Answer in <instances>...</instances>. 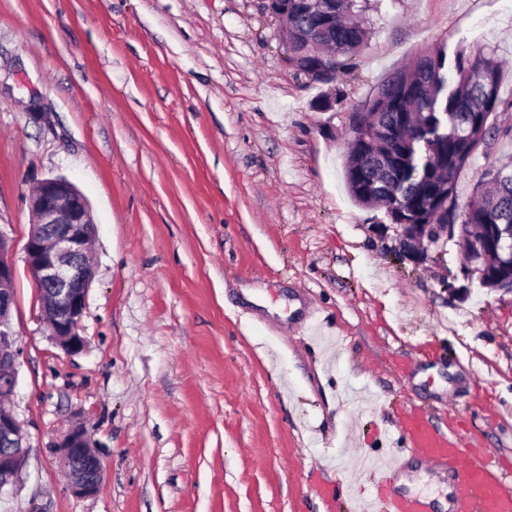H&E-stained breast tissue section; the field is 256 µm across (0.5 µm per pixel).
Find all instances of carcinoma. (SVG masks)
<instances>
[{
    "mask_svg": "<svg viewBox=\"0 0 512 512\" xmlns=\"http://www.w3.org/2000/svg\"><path fill=\"white\" fill-rule=\"evenodd\" d=\"M288 60L311 81L332 85L368 37L369 0H282ZM501 63L491 52L446 45L421 52L378 90L358 116L345 182L365 207H383L397 223L512 225V170L483 172L477 200L458 203L457 179L489 148V118L512 108L499 97ZM343 90L319 98L328 111Z\"/></svg>",
    "mask_w": 512,
    "mask_h": 512,
    "instance_id": "carcinoma-1",
    "label": "carcinoma"
}]
</instances>
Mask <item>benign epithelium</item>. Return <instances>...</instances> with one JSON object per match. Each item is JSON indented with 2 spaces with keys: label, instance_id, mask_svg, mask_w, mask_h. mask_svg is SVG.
Returning <instances> with one entry per match:
<instances>
[{
  "label": "benign epithelium",
  "instance_id": "7a95c632",
  "mask_svg": "<svg viewBox=\"0 0 512 512\" xmlns=\"http://www.w3.org/2000/svg\"><path fill=\"white\" fill-rule=\"evenodd\" d=\"M28 205L32 222L24 250L29 273L39 290L43 319L57 345L67 352H78L84 347L79 328L93 280L87 256L94 224L89 203L66 178L51 176L37 184ZM399 228V252L420 261L442 236L454 239L457 225L401 224ZM508 236L504 225L487 224L483 236L470 241L469 252L476 261L498 265ZM11 250V239L0 229V393L5 397L14 393L19 357L12 329L16 269L9 258ZM23 439L13 412L0 409V491L19 480L25 454ZM59 448L60 466L72 476V491L84 496L96 494L103 469L82 423L69 427Z\"/></svg>",
  "mask_w": 512,
  "mask_h": 512
}]
</instances>
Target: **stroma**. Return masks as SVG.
<instances>
[{
	"mask_svg": "<svg viewBox=\"0 0 512 512\" xmlns=\"http://www.w3.org/2000/svg\"><path fill=\"white\" fill-rule=\"evenodd\" d=\"M372 35L342 105L299 74L258 0H0V229L16 267L9 406L26 456L0 512H359L368 467L400 455L409 407L512 454V294L471 283L456 242L416 264L384 210L350 196V115L424 49L502 62L512 0H370ZM460 172L512 165V111ZM61 175L94 219L81 334L61 349L24 246L27 198ZM104 471L70 488L73 421Z\"/></svg>",
	"mask_w": 512,
	"mask_h": 512,
	"instance_id": "obj_1",
	"label": "stroma"
}]
</instances>
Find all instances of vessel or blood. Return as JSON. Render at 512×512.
<instances>
[{
    "label": "vessel or blood",
    "instance_id": "obj_1",
    "mask_svg": "<svg viewBox=\"0 0 512 512\" xmlns=\"http://www.w3.org/2000/svg\"><path fill=\"white\" fill-rule=\"evenodd\" d=\"M398 431L405 454L450 473L453 493L448 512H512V478L493 465L486 452L463 447L454 430L439 428L429 416L417 411L401 417ZM362 509L429 512L423 497L397 493L383 483Z\"/></svg>",
    "mask_w": 512,
    "mask_h": 512
}]
</instances>
